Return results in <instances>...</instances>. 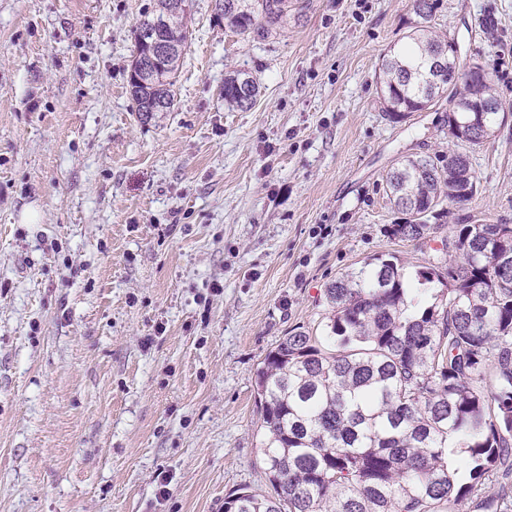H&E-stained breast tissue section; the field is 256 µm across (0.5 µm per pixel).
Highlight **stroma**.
I'll use <instances>...</instances> for the list:
<instances>
[{
	"mask_svg": "<svg viewBox=\"0 0 512 512\" xmlns=\"http://www.w3.org/2000/svg\"><path fill=\"white\" fill-rule=\"evenodd\" d=\"M155 6L0 0V512L271 493L256 370L290 330L319 334L326 285L388 253L411 276L452 225L512 224L511 117L468 151L471 202L425 243L385 233L389 169L453 148L447 100L384 109L411 0H306L262 40L191 0L171 108L143 117L128 77ZM430 25L512 105V0H440ZM234 71L259 84L250 108L224 105Z\"/></svg>",
	"mask_w": 512,
	"mask_h": 512,
	"instance_id": "obj_1",
	"label": "stroma"
}]
</instances>
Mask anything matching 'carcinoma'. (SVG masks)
<instances>
[{
  "mask_svg": "<svg viewBox=\"0 0 512 512\" xmlns=\"http://www.w3.org/2000/svg\"><path fill=\"white\" fill-rule=\"evenodd\" d=\"M224 22L265 38L302 10L294 0H223ZM437 0H412L420 22L409 44L382 58L378 79L387 116L400 122L460 86L448 112L452 141L479 146L505 122L481 108L501 102L490 77L471 80L448 56L453 38L429 30ZM166 4L144 15L142 37L185 45V10ZM179 58L154 68L164 109ZM255 81L224 78V105L249 108ZM469 155L435 161L405 156L386 176L391 205L407 216L389 237L420 241L445 202L477 194ZM448 259L415 271L437 287L434 302L408 312L412 294L394 256L377 257L325 288L323 335L294 329L261 362L255 387L262 418L260 454L274 495L225 499L224 512H512V224H455L442 242ZM499 484L495 496L485 485Z\"/></svg>",
  "mask_w": 512,
  "mask_h": 512,
  "instance_id": "carcinoma-1",
  "label": "carcinoma"
}]
</instances>
